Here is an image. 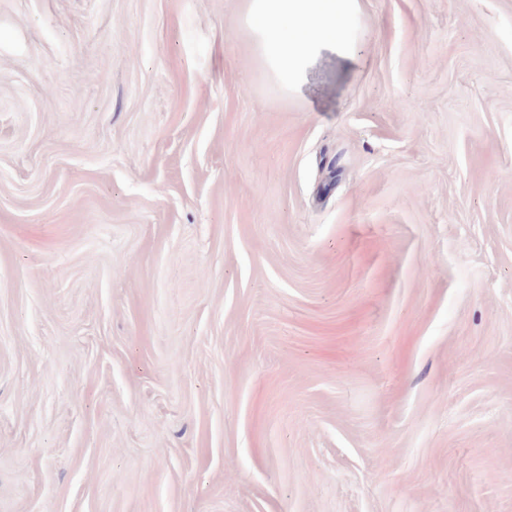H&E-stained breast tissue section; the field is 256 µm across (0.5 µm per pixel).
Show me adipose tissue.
<instances>
[{
  "mask_svg": "<svg viewBox=\"0 0 512 512\" xmlns=\"http://www.w3.org/2000/svg\"><path fill=\"white\" fill-rule=\"evenodd\" d=\"M358 0H248L246 24L266 68L293 86L327 46L347 47Z\"/></svg>",
  "mask_w": 512,
  "mask_h": 512,
  "instance_id": "ef3b65f1",
  "label": "adipose tissue"
}]
</instances>
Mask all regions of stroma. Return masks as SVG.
Masks as SVG:
<instances>
[{"label": "stroma", "instance_id": "35a3bbf8", "mask_svg": "<svg viewBox=\"0 0 512 512\" xmlns=\"http://www.w3.org/2000/svg\"><path fill=\"white\" fill-rule=\"evenodd\" d=\"M0 0V512H512V0ZM358 0H248L246 24L266 68L292 87L326 46L346 48Z\"/></svg>", "mask_w": 512, "mask_h": 512}]
</instances>
